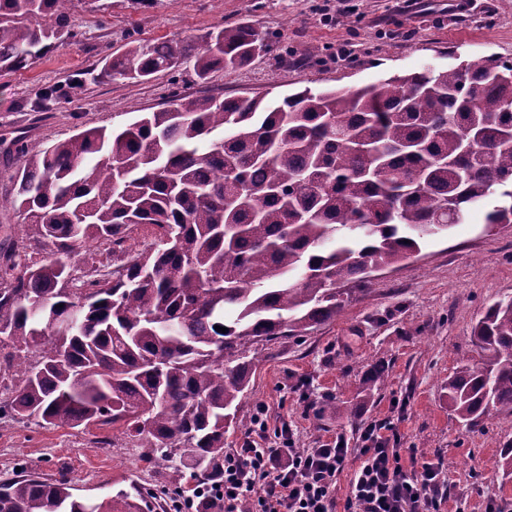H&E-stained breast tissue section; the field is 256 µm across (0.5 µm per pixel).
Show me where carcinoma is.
<instances>
[{
  "instance_id": "carcinoma-1",
  "label": "carcinoma",
  "mask_w": 512,
  "mask_h": 512,
  "mask_svg": "<svg viewBox=\"0 0 512 512\" xmlns=\"http://www.w3.org/2000/svg\"><path fill=\"white\" fill-rule=\"evenodd\" d=\"M77 0H0V69L24 68L64 36ZM260 53L257 32L226 25L193 40L127 42L112 78L149 79L193 62L204 81ZM76 87L41 89L42 106ZM512 60L395 75L359 88H309L272 102L174 94L168 106L49 146L0 138L18 155L0 209V419L114 426L170 469L173 491L224 476V422L249 387L258 345L336 318L339 286L369 282L420 241L488 206L512 224ZM152 242L125 247L132 231ZM49 251L34 262L28 249ZM82 254L81 278L60 260ZM226 328L221 333L214 326ZM470 341L482 362L445 386L470 427L512 422V297L490 305ZM132 486L83 500L64 479L0 482V512H153Z\"/></svg>"
}]
</instances>
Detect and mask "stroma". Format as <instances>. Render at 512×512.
<instances>
[{
  "label": "stroma",
  "mask_w": 512,
  "mask_h": 512,
  "mask_svg": "<svg viewBox=\"0 0 512 512\" xmlns=\"http://www.w3.org/2000/svg\"><path fill=\"white\" fill-rule=\"evenodd\" d=\"M256 29L270 48L245 65L197 80L191 64L148 80L91 79L129 40L144 45L198 39L225 24ZM75 38L58 42L21 69H0V136L30 128L49 144L90 127H118L135 113L165 107L171 76L178 91L275 100L308 88H358L494 55L512 59V0H130L79 3ZM82 80L70 102L38 104L48 85ZM484 209L470 212L448 234L421 241L420 250L365 288L345 286L348 301L336 319L302 336L271 344L253 369L225 448L255 441L314 448L344 435L357 447L373 420L394 423L402 457L441 462L443 512H512V476L497 469L512 445V424L488 419L470 429L448 409L443 386L458 363L474 358L469 336L488 305L512 296V225L484 230ZM386 381L370 386L375 366ZM264 434L253 431L258 408ZM143 449L112 429L81 431L34 420H0V480L26 467L47 480L69 479L80 497L104 499L132 484L159 488L169 471L148 465Z\"/></svg>",
  "instance_id": "35a3bbf8"
}]
</instances>
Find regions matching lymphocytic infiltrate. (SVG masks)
Wrapping results in <instances>:
<instances>
[{"instance_id":"lymphocytic-infiltrate-1","label":"lymphocytic infiltrate","mask_w":512,"mask_h":512,"mask_svg":"<svg viewBox=\"0 0 512 512\" xmlns=\"http://www.w3.org/2000/svg\"><path fill=\"white\" fill-rule=\"evenodd\" d=\"M398 438L383 421L367 424L355 449L341 435L315 448H295L288 436L279 448L249 443L225 451L222 480L199 490L224 512H440L442 465L405 466ZM350 459L356 468L340 510L334 492Z\"/></svg>"}]
</instances>
